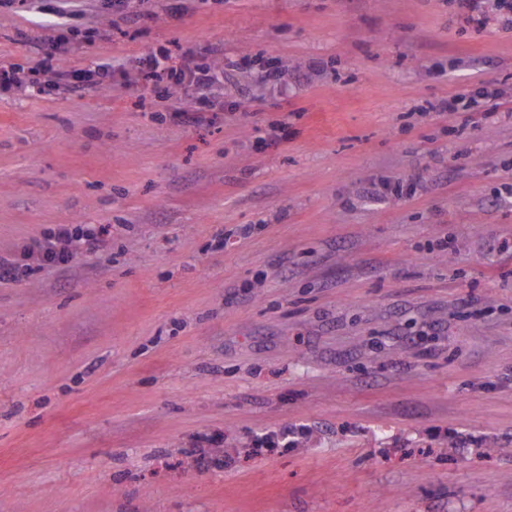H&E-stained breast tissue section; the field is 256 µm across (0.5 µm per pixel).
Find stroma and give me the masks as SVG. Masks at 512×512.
I'll list each match as a JSON object with an SVG mask.
<instances>
[{
    "instance_id": "obj_1",
    "label": "stroma",
    "mask_w": 512,
    "mask_h": 512,
    "mask_svg": "<svg viewBox=\"0 0 512 512\" xmlns=\"http://www.w3.org/2000/svg\"><path fill=\"white\" fill-rule=\"evenodd\" d=\"M81 6L0 0V71L61 36L67 70L235 67L197 103L0 87V512H512V30L451 0ZM61 224L102 250L43 265Z\"/></svg>"
}]
</instances>
